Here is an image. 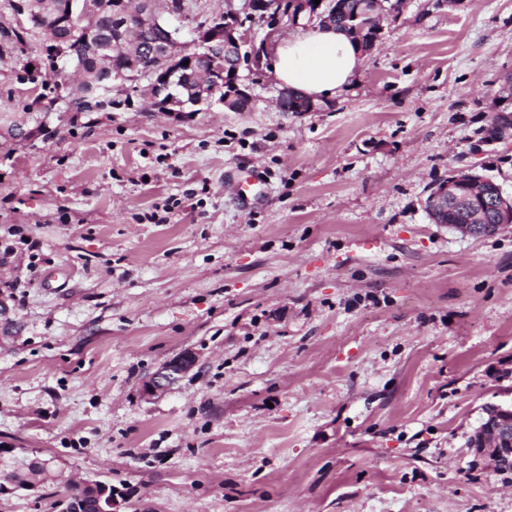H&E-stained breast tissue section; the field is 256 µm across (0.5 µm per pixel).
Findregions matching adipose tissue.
<instances>
[{"mask_svg":"<svg viewBox=\"0 0 512 512\" xmlns=\"http://www.w3.org/2000/svg\"><path fill=\"white\" fill-rule=\"evenodd\" d=\"M266 71L279 85L316 101L336 98L361 68L363 55L344 33L328 26L276 41Z\"/></svg>","mask_w":512,"mask_h":512,"instance_id":"1","label":"adipose tissue"}]
</instances>
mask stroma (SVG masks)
Wrapping results in <instances>:
<instances>
[{
  "instance_id": "obj_1",
  "label": "stroma",
  "mask_w": 512,
  "mask_h": 512,
  "mask_svg": "<svg viewBox=\"0 0 512 512\" xmlns=\"http://www.w3.org/2000/svg\"><path fill=\"white\" fill-rule=\"evenodd\" d=\"M46 64L0 40V126ZM511 71L512 0H405L325 110L280 111L245 65L246 112L158 111L142 76L51 138L0 136V447L61 468L0 512L91 481L120 512H512L470 445L512 401V224L425 211L460 168L512 196V138L478 142ZM494 180V179H493ZM499 186V192L490 186L488 199L489 203L485 207H481L479 210L476 209L471 214L469 210L463 204H448L445 208L443 207H429L426 206V211L432 223L434 224H448L454 228L457 232L463 236L477 237L492 234L501 225L502 218L500 211L497 209V200L499 196L505 200L511 207L508 218L512 220V199L506 198L500 185L494 180ZM500 193V194H499ZM471 215H476L472 219V224H465ZM196 356L190 350H184L176 357L166 362L160 369L149 377L144 385L145 396L153 397L165 390L179 376L188 373L196 365Z\"/></svg>"
}]
</instances>
